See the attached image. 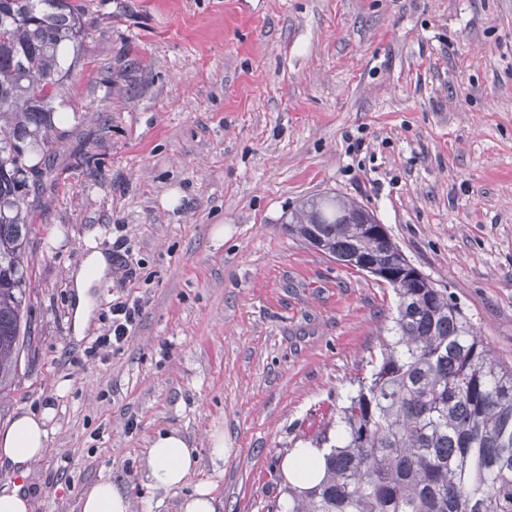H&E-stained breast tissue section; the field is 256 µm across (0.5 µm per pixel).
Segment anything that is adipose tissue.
I'll use <instances>...</instances> for the list:
<instances>
[{"mask_svg":"<svg viewBox=\"0 0 512 512\" xmlns=\"http://www.w3.org/2000/svg\"><path fill=\"white\" fill-rule=\"evenodd\" d=\"M111 265L108 255L94 251L73 273L75 333H83L87 328L93 309L90 290L110 272ZM54 415L55 411L50 406L17 413L6 431L0 433V458L24 466L37 462L53 432L51 421ZM205 454L209 455L213 465L223 462V431L211 433L209 450L203 454L191 447L182 434L171 430L158 434L151 441L141 462V472L149 488L167 492L185 485ZM281 471L284 482L299 488L308 487L323 476L322 455L315 448L292 449L284 458ZM80 506L81 512H132L126 493L109 480L92 484L85 491Z\"/></svg>","mask_w":512,"mask_h":512,"instance_id":"adipose-tissue-1","label":"adipose tissue"}]
</instances>
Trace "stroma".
Here are the masks:
<instances>
[{"label": "stroma", "mask_w": 512, "mask_h": 512, "mask_svg": "<svg viewBox=\"0 0 512 512\" xmlns=\"http://www.w3.org/2000/svg\"><path fill=\"white\" fill-rule=\"evenodd\" d=\"M90 18L66 119L30 212L32 347L0 430L51 406L21 482L32 512H81L93 483L132 512L283 502V457L334 417L395 306L375 276L291 237L288 214L335 193L373 212L407 260L512 366V0H81ZM129 259L73 332L71 274ZM128 339L95 349L112 305ZM206 448L189 484L147 489L157 432ZM181 512H215L214 498L211 488L204 483L197 484L193 494L184 499Z\"/></svg>", "instance_id": "35a3bbf8"}]
</instances>
